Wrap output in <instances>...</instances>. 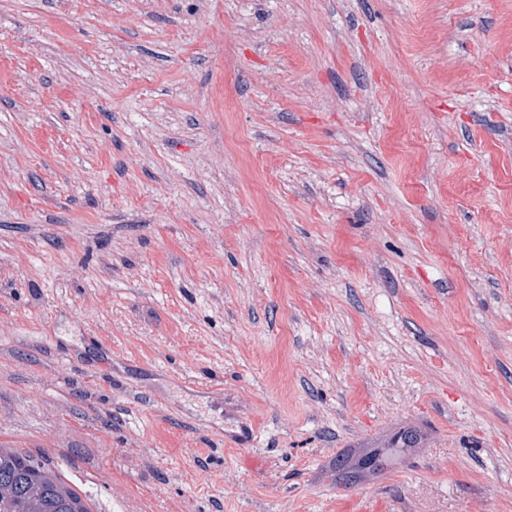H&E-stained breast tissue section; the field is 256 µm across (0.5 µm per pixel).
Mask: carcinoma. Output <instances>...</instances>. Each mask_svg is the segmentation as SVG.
I'll return each mask as SVG.
<instances>
[{"instance_id":"1","label":"carcinoma","mask_w":512,"mask_h":512,"mask_svg":"<svg viewBox=\"0 0 512 512\" xmlns=\"http://www.w3.org/2000/svg\"><path fill=\"white\" fill-rule=\"evenodd\" d=\"M0 512H90L45 462L0 448Z\"/></svg>"}]
</instances>
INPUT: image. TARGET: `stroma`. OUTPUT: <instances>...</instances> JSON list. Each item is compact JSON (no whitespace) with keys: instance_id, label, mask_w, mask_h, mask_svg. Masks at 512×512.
Masks as SVG:
<instances>
[{"instance_id":"stroma-1","label":"stroma","mask_w":512,"mask_h":512,"mask_svg":"<svg viewBox=\"0 0 512 512\" xmlns=\"http://www.w3.org/2000/svg\"><path fill=\"white\" fill-rule=\"evenodd\" d=\"M0 447L512 512V0H0Z\"/></svg>"}]
</instances>
